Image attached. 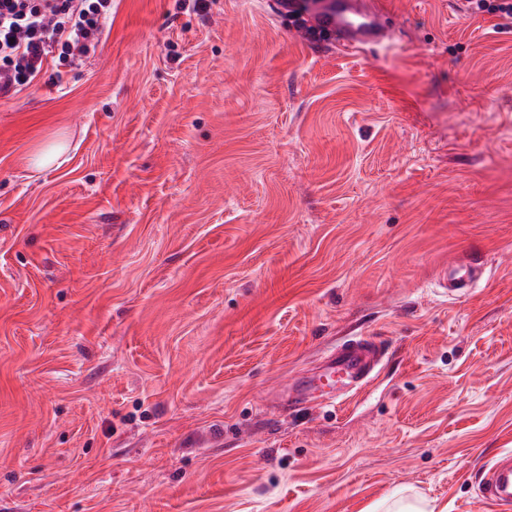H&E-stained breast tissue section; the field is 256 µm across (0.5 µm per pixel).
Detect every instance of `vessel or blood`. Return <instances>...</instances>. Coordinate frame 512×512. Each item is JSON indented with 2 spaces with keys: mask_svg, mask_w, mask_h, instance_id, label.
<instances>
[{
  "mask_svg": "<svg viewBox=\"0 0 512 512\" xmlns=\"http://www.w3.org/2000/svg\"><path fill=\"white\" fill-rule=\"evenodd\" d=\"M311 27L297 28L295 34L308 40L310 29L329 34L339 46L353 50L368 49L388 40L392 34V19L385 0H316L311 7ZM381 356L373 344L356 342L336 349L326 357L317 382L299 386L284 401L283 411H295L312 398L321 405L332 406L337 391L354 394L371 379ZM483 501L512 512V452L501 453L490 468L481 491Z\"/></svg>",
  "mask_w": 512,
  "mask_h": 512,
  "instance_id": "vessel-or-blood-1",
  "label": "vessel or blood"
}]
</instances>
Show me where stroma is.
Listing matches in <instances>:
<instances>
[{"instance_id": "obj_1", "label": "stroma", "mask_w": 512, "mask_h": 512, "mask_svg": "<svg viewBox=\"0 0 512 512\" xmlns=\"http://www.w3.org/2000/svg\"><path fill=\"white\" fill-rule=\"evenodd\" d=\"M386 5L391 41L349 53L262 0H112L95 49L0 97V512H489L512 29ZM353 336L374 379L281 411ZM65 150V144L62 141L54 140L44 143L36 148L32 165L40 169L52 164Z\"/></svg>"}]
</instances>
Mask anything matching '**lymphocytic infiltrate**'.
Returning a JSON list of instances; mask_svg holds the SVG:
<instances>
[{"label":"lymphocytic infiltrate","instance_id":"lymphocytic-infiltrate-1","mask_svg":"<svg viewBox=\"0 0 512 512\" xmlns=\"http://www.w3.org/2000/svg\"><path fill=\"white\" fill-rule=\"evenodd\" d=\"M112 0H0V94L37 80L49 54H87L107 35Z\"/></svg>","mask_w":512,"mask_h":512}]
</instances>
